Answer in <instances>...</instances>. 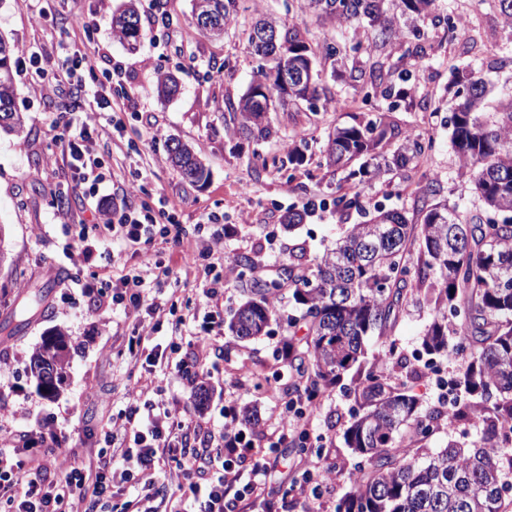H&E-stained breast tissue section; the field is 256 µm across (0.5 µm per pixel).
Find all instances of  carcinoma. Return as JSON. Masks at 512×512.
<instances>
[{
  "instance_id": "1",
  "label": "carcinoma",
  "mask_w": 512,
  "mask_h": 512,
  "mask_svg": "<svg viewBox=\"0 0 512 512\" xmlns=\"http://www.w3.org/2000/svg\"><path fill=\"white\" fill-rule=\"evenodd\" d=\"M189 24L195 18L214 17L226 29L238 21L240 0H190ZM396 13L383 15V0H309L316 22L333 28L357 25L364 28L367 44L351 46L372 60L362 70L360 93L369 103L377 94L405 100L411 88L407 74H395L374 58L399 32L397 22H418L414 41L405 43L400 59L424 54L422 27L447 23L451 16L433 14L434 0H394ZM259 23L278 29V47L288 57L308 58L311 82L288 89L271 87L265 105L252 102L250 90L270 82L269 65L263 56L273 51L255 42ZM112 31L121 42L136 46L143 37L135 0L113 15ZM245 48L257 65L245 91L227 111L236 133L245 138L270 134V113L300 108L303 103L323 101L322 108L339 110L345 102L323 97L318 52L309 30L280 17L256 12L243 30ZM15 46L0 36V133L21 135L25 118L15 108L11 61ZM458 99L452 115L451 144L461 175L483 204L472 219L459 216L448 202L433 201L439 176L426 177L419 189L413 217L397 209L375 206L371 217L353 224L320 256L307 258L302 248H291L271 281L256 280L229 322L231 335L241 339L267 334L277 317L283 289L292 291L295 313L288 327L304 324L306 332L292 337L291 360L308 373L303 393L321 395L340 383L365 354V339L383 337L395 321L408 291L424 292L434 316L422 337V349L438 354L456 347L468 353L465 371L456 381L467 396L459 419H479L481 445L473 450L454 442L424 459V443L439 429L442 412L421 410L419 400L407 388L387 383L368 370L357 388L358 410L345 432L347 447L357 462L351 490L336 512H512V497L502 494L505 466L512 467V93L496 110L485 111L487 83L474 69L453 68ZM179 91L170 72L158 75L155 92L170 99ZM389 126L376 115L352 125L337 126L328 133L322 154L325 166L344 173L347 188L333 199L336 209L360 208L358 186L407 163L425 159L432 141L418 135L405 137L384 165L375 163L376 149L387 139ZM310 142L300 137L288 145V161L296 169L307 161ZM168 160L182 176L198 183L209 171L195 150L171 140ZM57 346L42 343L30 356V370L53 362L57 376L43 381V396L58 391L66 364V335L55 331Z\"/></svg>"
}]
</instances>
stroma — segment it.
<instances>
[{
    "instance_id": "stroma-1",
    "label": "stroma",
    "mask_w": 512,
    "mask_h": 512,
    "mask_svg": "<svg viewBox=\"0 0 512 512\" xmlns=\"http://www.w3.org/2000/svg\"><path fill=\"white\" fill-rule=\"evenodd\" d=\"M122 2L47 0L48 15L39 19L23 0H0V35L19 47L36 46L46 71L54 69L58 43L77 36L78 25L86 23L94 28L89 51L98 68L120 62L123 84L135 92L134 106L122 114L121 133L109 132L89 143L91 153L104 156L109 167L96 197L66 196L62 190L73 172L62 158L52 157L50 142L53 136L66 135L63 119L80 112L86 95L56 87L49 79L33 83L20 63L12 65L16 106L26 114L27 127L19 140L0 134V225L9 232L8 263L0 267V356L10 361L9 370L0 373V407L14 413L13 426L18 430L52 424L67 448L74 447L78 434L100 431L109 415L125 408L126 377L141 374L142 368L123 354L136 314L116 306L94 312L88 308L90 296L99 291L103 280L138 271L139 257L117 243L104 247L92 232L86 241L88 263L73 266L65 255V225L89 222L97 210L123 206L119 187L133 181L145 188L134 198V205L176 206L183 237H190L195 225L216 211L224 215L225 261L241 253L256 255L254 271L225 280L224 295L212 306L205 304L196 274H187L177 284L146 280L157 294L172 296L179 314L194 313L199 326L212 324L216 339L208 359L205 394H198L177 375L158 371L152 374L153 388L144 397L151 401L160 395L178 403L213 432L221 429L224 408L232 401L254 407L260 420H273L285 385L298 380L295 367L283 365L275 356L294 311L288 296L280 297L279 318L268 335L253 339L228 335L226 324L243 300L245 288L253 277L274 278L289 247L302 246L311 258L321 255L348 225L365 220L364 214L355 211L336 213L329 199L340 178L317 162L293 172L276 167L295 136L323 145L334 126L353 123L369 109L358 101L360 83L351 78L349 68H342L340 79L325 80L324 87L327 94L350 100V108L274 113L271 139L257 145L235 135L224 122L227 103L237 101L246 90L255 66L240 28L230 27L223 39L209 40L188 24L190 0H165L173 19L167 27L155 21L154 0H139L144 36L140 46L131 50L112 37L111 16ZM245 5L279 16L291 13L294 22L309 28L318 45L339 35L316 24L306 0H245ZM434 12L465 16L464 35L454 39L444 27L428 28L427 55L412 69V107L392 110L379 99L372 108L395 127L380 147V155H390L412 132L430 138L432 150L416 165L362 184V198L368 208L382 204L413 210L418 187L427 173L434 172L441 177L439 199L468 218L480 213L481 204L462 182L450 144L448 118L456 104L449 88L451 67L469 62L482 68L490 82L487 103L496 107L512 91V30L503 28L492 0H435ZM339 36L349 45L363 38L350 28ZM226 60L230 68L206 76L208 66ZM174 69L180 72L181 91L173 100H160L152 92L156 73ZM174 138L193 145L203 157L210 171L206 183L184 179L167 163L168 145ZM291 207L307 210L308 216L296 230L284 233L281 216ZM37 290L43 294L41 305L27 309L30 294ZM432 318L433 310L424 297L410 296L387 331L397 344L401 362L382 360L385 345L375 338L368 343L366 359L380 378L406 383L426 408L437 404L435 389L425 373H411L408 363ZM8 324L15 326V333L5 332ZM55 329L70 339V364L57 396L49 399L36 390L29 358ZM245 372L252 373L253 379L245 388H237L236 381ZM361 381L357 375L329 387L313 413L308 444L321 449L319 465L331 472L316 512H336L337 503L352 486L353 454L344 433L357 408L356 389ZM279 451L283 460L269 499L251 500L245 512H302L301 499L289 494L288 487L307 456L292 442L281 445Z\"/></svg>"
}]
</instances>
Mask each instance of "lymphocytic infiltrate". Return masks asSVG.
Segmentation results:
<instances>
[{
	"label": "lymphocytic infiltrate",
	"instance_id": "f902f5d3",
	"mask_svg": "<svg viewBox=\"0 0 512 512\" xmlns=\"http://www.w3.org/2000/svg\"><path fill=\"white\" fill-rule=\"evenodd\" d=\"M126 109L125 100L98 94L89 100L83 116L68 119V134L56 138L55 146L74 172L70 192H93L102 181L103 162L86 144L105 131L101 113ZM177 221L173 209L156 212L127 206L96 214L93 224L71 226L68 258L75 265L88 260L85 241L92 229L101 242L118 241L132 249L149 274L177 277L179 270L157 261L156 238L181 247V270L187 271L195 268L198 255L214 254L217 246L212 239L184 247L182 237L170 236L167 230ZM141 286L140 279L118 278L94 298L93 305L99 309L125 303L146 310L150 323L134 325L128 339L132 360L165 365L188 381L206 375L211 329H202L188 340L171 337L162 349L153 347V335L168 314L167 302L144 294ZM144 389L139 381L127 387L128 402L113 417L97 450L82 454L60 447L49 426L0 439V512H99L105 502L116 498L121 512H156V499L170 503L187 495L195 505L193 512H243L250 498L264 494L279 458L272 450L246 443L247 426L238 412L226 415L222 431L215 434L172 404L142 402ZM311 418L312 405L303 395L284 403L275 425L280 439L308 437ZM244 457L250 458V468H240ZM125 484L133 487L132 495L122 496Z\"/></svg>",
	"mask_w": 512,
	"mask_h": 512
}]
</instances>
